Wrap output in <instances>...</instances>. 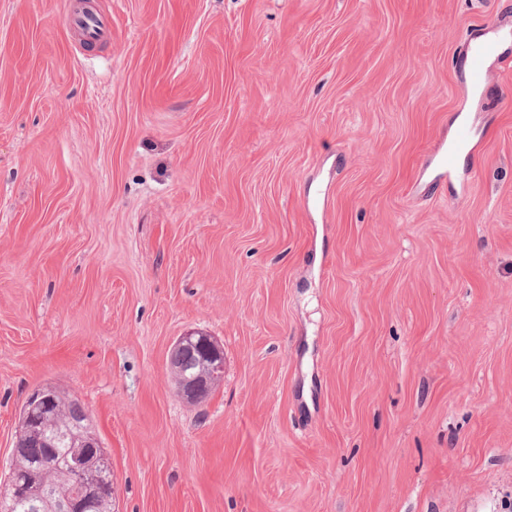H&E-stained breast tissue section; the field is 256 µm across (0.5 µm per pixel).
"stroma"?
Instances as JSON below:
<instances>
[{"instance_id":"35a3bbf8","label":"stroma","mask_w":512,"mask_h":512,"mask_svg":"<svg viewBox=\"0 0 512 512\" xmlns=\"http://www.w3.org/2000/svg\"><path fill=\"white\" fill-rule=\"evenodd\" d=\"M93 3L0 0V481L50 384L114 512H512V69L460 54L512 0ZM68 25L81 36L84 43H96L109 37L112 23L94 8L75 5L68 13ZM196 349L204 351L201 364L206 369V373H192L190 372L192 368L185 366L195 354ZM169 366L177 376L179 382L177 390L180 395L187 400H198L206 396L212 386L223 376L222 349L211 336L198 331H186L176 339L170 349Z\"/></svg>"}]
</instances>
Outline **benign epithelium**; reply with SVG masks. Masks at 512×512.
Segmentation results:
<instances>
[{
	"mask_svg": "<svg viewBox=\"0 0 512 512\" xmlns=\"http://www.w3.org/2000/svg\"><path fill=\"white\" fill-rule=\"evenodd\" d=\"M204 351L201 360L204 373H192L186 363L195 350ZM169 366L177 376L178 392L188 400H198L209 393L224 373V358L220 346L208 335L187 331L173 343ZM27 401L28 433L42 437L51 432L54 438L71 445V465L74 482L68 487L57 486L46 470L43 460L30 456L22 448H13L18 466L12 469L8 485L18 494L26 512H104L115 493L112 462L100 451L97 437L84 425L87 414H77L59 404L58 393L51 387L33 390Z\"/></svg>",
	"mask_w": 512,
	"mask_h": 512,
	"instance_id": "1",
	"label": "benign epithelium"
}]
</instances>
